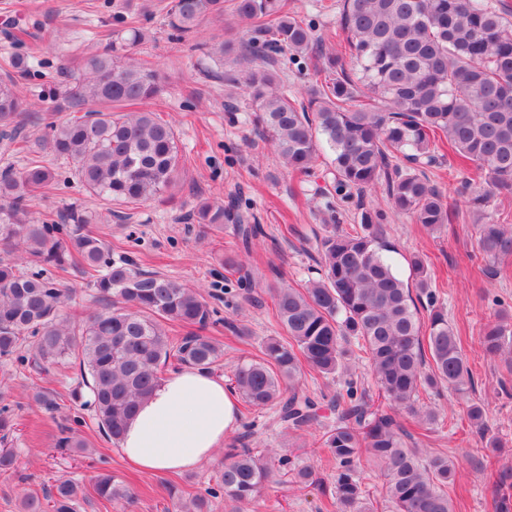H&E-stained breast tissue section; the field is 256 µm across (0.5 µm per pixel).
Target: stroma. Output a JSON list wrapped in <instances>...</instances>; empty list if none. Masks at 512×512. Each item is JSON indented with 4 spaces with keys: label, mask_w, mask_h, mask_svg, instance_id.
Listing matches in <instances>:
<instances>
[{
    "label": "stroma",
    "mask_w": 512,
    "mask_h": 512,
    "mask_svg": "<svg viewBox=\"0 0 512 512\" xmlns=\"http://www.w3.org/2000/svg\"><path fill=\"white\" fill-rule=\"evenodd\" d=\"M122 2L0 0V64L24 53L31 66V77L20 84L22 94L38 103L35 117L26 125L31 135L41 134L47 123L69 114L62 99L49 95L59 59L76 60L99 47L101 35L112 28L114 6ZM153 2L132 0V11L142 16L146 33L133 55L162 73L152 108L176 131L185 182L171 199L137 206L131 219H110L98 229L111 243L113 255L130 256L141 269L169 276L210 299L221 322L209 334L224 347V364L214 373L228 380L240 359L258 355L264 338L284 333L270 284L297 286L315 276L320 239L329 222L318 189L331 175L322 165L311 177L289 172L256 131L241 88L200 77L201 44L234 39L242 30L237 19L228 16L220 23L203 22L192 40L178 42L170 38ZM16 27L28 29L23 41L6 36ZM230 195L242 197L262 227L263 234L248 255L237 248L233 224L216 231L187 219L199 200L221 201ZM384 232L396 247L392 261L400 275H407L410 256L418 254L427 260L432 286L461 339L474 377L466 399L446 390L433 399L440 421L420 445L454 461L455 484L449 494L455 512H494L491 470L478 463L477 450L485 439L494 438L502 447L501 462L512 460V397L501 392L502 381L512 375L503 359L484 355L480 337L495 322L500 307H512V260L506 264V274H482L481 262L474 256L476 217L462 202L441 231L428 232L408 215L393 211ZM79 380L75 364L55 376L52 387L61 394L62 406L50 414L32 398L40 380L0 367V404L9 408L17 427L13 435L17 468L10 475H0V512H21L25 496L43 494L58 479L84 487L78 512H166L174 501L191 499L215 485L224 469L220 451L198 471L177 476L148 478L131 470L118 445L99 431L91 410L71 400L70 392ZM470 401L485 407L484 432H477L466 416ZM73 421L78 422L87 448L55 450L53 437L59 425ZM334 421L327 412L319 425L292 435L276 422L273 411H241L228 443L243 439L261 452L274 449L312 472L305 484L275 475L254 512H317L336 467L315 440ZM102 471L129 486V504L111 503L93 493V480Z\"/></svg>",
    "instance_id": "stroma-1"
}]
</instances>
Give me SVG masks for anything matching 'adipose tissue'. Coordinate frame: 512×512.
I'll return each instance as SVG.
<instances>
[{
  "instance_id": "1",
  "label": "adipose tissue",
  "mask_w": 512,
  "mask_h": 512,
  "mask_svg": "<svg viewBox=\"0 0 512 512\" xmlns=\"http://www.w3.org/2000/svg\"><path fill=\"white\" fill-rule=\"evenodd\" d=\"M237 426V398L223 379L184 368L141 403L120 450L144 475L191 472L210 461Z\"/></svg>"
}]
</instances>
